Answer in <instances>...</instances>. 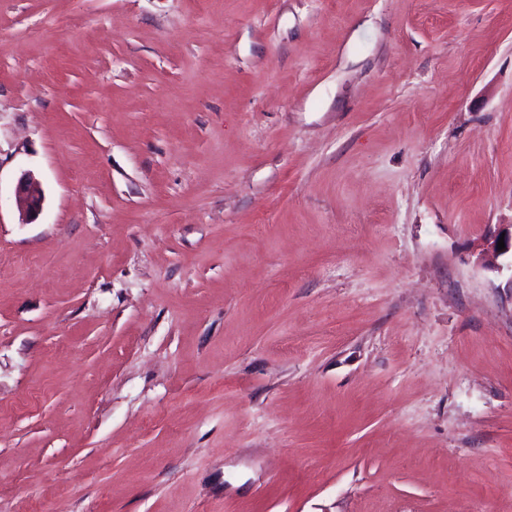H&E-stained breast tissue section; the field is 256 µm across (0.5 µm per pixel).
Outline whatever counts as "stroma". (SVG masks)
I'll use <instances>...</instances> for the list:
<instances>
[{
  "instance_id": "stroma-1",
  "label": "stroma",
  "mask_w": 512,
  "mask_h": 512,
  "mask_svg": "<svg viewBox=\"0 0 512 512\" xmlns=\"http://www.w3.org/2000/svg\"><path fill=\"white\" fill-rule=\"evenodd\" d=\"M502 224L512 0H0V512H512ZM14 199L17 210L22 217H25L24 223L30 224L39 215L43 204V190L39 180L31 173H23L16 184ZM502 233H505L504 236V244L505 248L502 250L498 249V242L500 240V237L502 236ZM487 247L482 250V253H480L479 259L483 261L485 264L489 266L495 267L498 264L496 263L497 259L499 257L505 256L508 253H510V257L512 258V225H511V232L509 234L508 231H499L495 235H491L487 239Z\"/></svg>"
}]
</instances>
